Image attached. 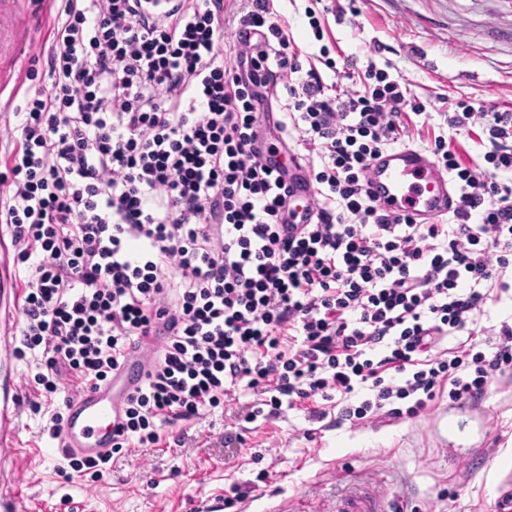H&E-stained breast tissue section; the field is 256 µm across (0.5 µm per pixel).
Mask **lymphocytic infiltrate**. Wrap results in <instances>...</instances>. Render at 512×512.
I'll use <instances>...</instances> for the list:
<instances>
[{"instance_id": "obj_1", "label": "lymphocytic infiltrate", "mask_w": 512, "mask_h": 512, "mask_svg": "<svg viewBox=\"0 0 512 512\" xmlns=\"http://www.w3.org/2000/svg\"><path fill=\"white\" fill-rule=\"evenodd\" d=\"M50 91L0 129V223L32 263L14 352L36 355L40 411L105 381L137 337L167 334L126 399L113 452L151 448L163 425L244 405L250 424L340 400L354 425L425 412L442 382L457 401L512 370V327L492 354L442 349L476 321L512 266V112L462 101L447 127H478L482 163L435 135L463 205L444 224L379 208L372 159L409 137L424 104L386 73L333 97L303 67L274 0H61ZM283 87L279 133L316 163L310 223L288 221V171L260 107ZM370 396L351 398L360 390Z\"/></svg>"}]
</instances>
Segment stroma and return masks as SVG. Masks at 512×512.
<instances>
[{
  "mask_svg": "<svg viewBox=\"0 0 512 512\" xmlns=\"http://www.w3.org/2000/svg\"><path fill=\"white\" fill-rule=\"evenodd\" d=\"M277 0L275 8L301 51L318 64L328 46L335 69H322L333 94L354 88L374 68L399 80L426 106L414 118V143L430 148L429 130L444 123L458 101L512 110V0ZM56 0H23L17 22L25 36L0 60V124L35 89L49 87L45 46ZM505 290L489 297L471 329L444 346L485 350L488 330L512 326V271ZM449 385L436 390L430 411L413 419L361 426L321 422L304 411L262 424L245 445L225 447L224 418L207 415L164 425L159 443L113 455L102 478L67 469L43 428L62 399L40 412L23 408L22 449L4 461L25 482L23 512H197L224 500L232 485L247 499L229 512H331L348 483L374 488L385 512H499L512 493V374L494 375L475 400L451 402Z\"/></svg>",
  "mask_w": 512,
  "mask_h": 512,
  "instance_id": "stroma-1",
  "label": "stroma"
}]
</instances>
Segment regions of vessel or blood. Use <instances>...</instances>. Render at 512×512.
<instances>
[{
	"mask_svg": "<svg viewBox=\"0 0 512 512\" xmlns=\"http://www.w3.org/2000/svg\"><path fill=\"white\" fill-rule=\"evenodd\" d=\"M369 191L384 210L410 214L423 224L462 205L461 194L442 165L427 150L410 145L382 151L372 160ZM165 341L160 334L139 337L114 383L84 388L71 397L59 447L65 458L91 459L111 449L112 437L123 422L122 397L140 386L147 355L159 352ZM21 406L17 387L0 389V454L20 445L16 417ZM20 496L13 470L1 467L0 512H18ZM332 512H384V507L373 489L354 485L337 496Z\"/></svg>",
	"mask_w": 512,
	"mask_h": 512,
	"instance_id": "vessel-or-blood-1",
	"label": "vessel or blood"
}]
</instances>
